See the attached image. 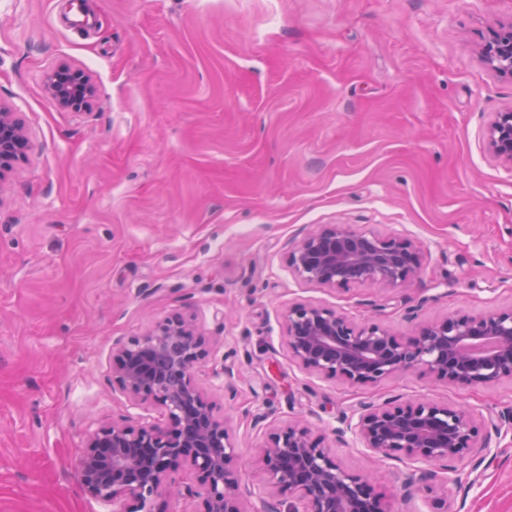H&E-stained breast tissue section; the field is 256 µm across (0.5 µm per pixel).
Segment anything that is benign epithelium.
<instances>
[{
    "label": "benign epithelium",
    "mask_w": 512,
    "mask_h": 512,
    "mask_svg": "<svg viewBox=\"0 0 512 512\" xmlns=\"http://www.w3.org/2000/svg\"><path fill=\"white\" fill-rule=\"evenodd\" d=\"M496 75L512 80V24L493 32L480 48ZM60 109L77 111L98 93L91 75L62 65L46 81ZM489 152L512 169V109L497 112L486 128ZM28 148L17 113L0 104V181ZM422 246L410 239L384 238L349 225L330 224L307 234L288 254L289 270L329 290L356 282L388 288L409 285L421 272ZM286 346L291 359L320 377L375 384L417 370L450 385L489 386L512 380V307L480 315H457L419 327L407 338L378 323L357 325L334 309L296 303L285 311ZM210 350L189 318L176 313L156 327L119 344L113 375L134 405L163 411L165 421L112 422L88 436L74 473L93 499L133 500L132 512H154L159 496L173 487L172 475L193 472L188 492L204 498L205 512H390L371 480L343 468L306 423L269 435L259 463L268 482L288 494V508L262 500L247 508L238 494L237 449L224 418L194 379ZM346 429L374 454L413 463L464 457L479 431L461 406L434 401L368 405Z\"/></svg>",
    "instance_id": "obj_1"
}]
</instances>
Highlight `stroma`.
Listing matches in <instances>:
<instances>
[{
    "label": "stroma",
    "mask_w": 512,
    "mask_h": 512,
    "mask_svg": "<svg viewBox=\"0 0 512 512\" xmlns=\"http://www.w3.org/2000/svg\"><path fill=\"white\" fill-rule=\"evenodd\" d=\"M0 0V102L29 147L0 183V512H112L73 465L112 421L157 420L113 377L116 344L174 313L211 356L197 383L239 450V493L278 501L257 463L295 417L329 434L347 469L376 473L390 512H432L408 461H374L342 416L367 403L467 406L494 456L434 465L448 512H512V381L464 388L414 371L372 385L305 372L283 314L310 301L397 336L512 306V171L485 130L512 82L477 51L512 0ZM69 65L99 93L50 101ZM348 224L420 242L408 288H317L288 269L309 231ZM232 375H225V367ZM46 91L58 108L77 111L97 95L98 86L85 71L62 65L47 77Z\"/></svg>",
    "instance_id": "1"
}]
</instances>
